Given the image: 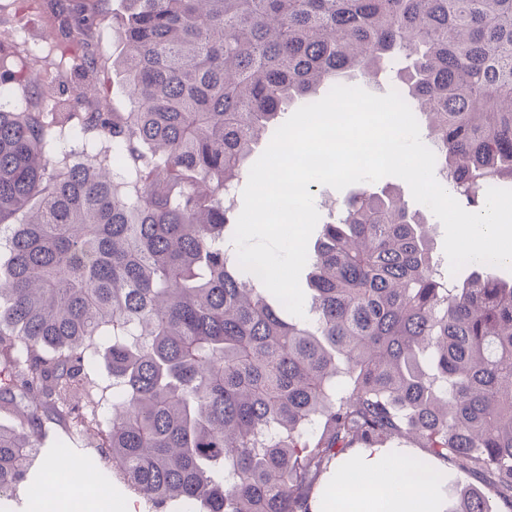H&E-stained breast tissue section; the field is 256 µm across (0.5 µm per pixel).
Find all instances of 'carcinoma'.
Wrapping results in <instances>:
<instances>
[{
	"mask_svg": "<svg viewBox=\"0 0 512 512\" xmlns=\"http://www.w3.org/2000/svg\"><path fill=\"white\" fill-rule=\"evenodd\" d=\"M112 61L128 112L0 108V500L45 424L102 431L142 512H313L337 459L405 437L480 477L448 512H512V283L448 287L420 209L344 201L285 315L226 247V191L296 99L397 69L440 174L485 202L512 184V0H123ZM95 17H62L73 42ZM102 63L75 86L87 99ZM38 79L0 64V93ZM112 150L75 159L62 130ZM112 400L94 398L88 350Z\"/></svg>",
	"mask_w": 512,
	"mask_h": 512,
	"instance_id": "carcinoma-1",
	"label": "carcinoma"
}]
</instances>
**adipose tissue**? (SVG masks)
<instances>
[{
  "label": "adipose tissue",
  "instance_id": "adipose-tissue-1",
  "mask_svg": "<svg viewBox=\"0 0 512 512\" xmlns=\"http://www.w3.org/2000/svg\"><path fill=\"white\" fill-rule=\"evenodd\" d=\"M414 448H362L337 460L328 488L346 512H439L440 483L448 477L442 460L421 466Z\"/></svg>",
  "mask_w": 512,
  "mask_h": 512
}]
</instances>
